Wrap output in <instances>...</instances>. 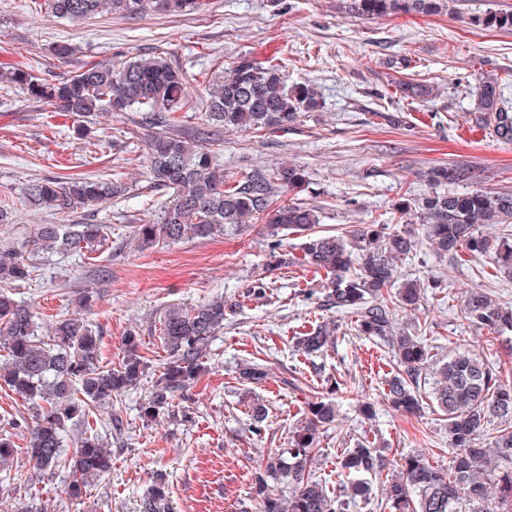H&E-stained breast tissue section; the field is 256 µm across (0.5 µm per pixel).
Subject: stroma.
I'll list each match as a JSON object with an SVG mask.
<instances>
[{
  "instance_id": "obj_1",
  "label": "stroma",
  "mask_w": 512,
  "mask_h": 512,
  "mask_svg": "<svg viewBox=\"0 0 512 512\" xmlns=\"http://www.w3.org/2000/svg\"><path fill=\"white\" fill-rule=\"evenodd\" d=\"M437 16L396 15L365 19L348 11L346 0H203L184 16L152 12L135 18L100 14L61 20L30 0H0V67L26 64L46 78L74 74L87 63L164 54L187 77L192 100L202 99L215 77L238 57L278 59L288 83L311 82L324 107L304 112L285 131L221 134L210 147L225 170L246 175L287 165L305 169L309 187L301 199L320 208V234H340L372 222L390 229L418 228L416 216L400 219L392 206L435 191L482 190L512 194V142L498 140L476 122V87L482 74H496L512 100V31L467 24L468 16L512 10V0H454ZM66 41L76 52L67 63L49 53ZM405 81L432 87L431 100L404 97ZM147 131L136 112L101 113L84 121L48 104L30 100L14 87L0 89V201L12 206L11 221L0 224V246L30 239L41 224H66L69 216L25 204V189L40 177L91 175L121 178L125 196L88 211L89 223L104 227L99 252L40 255L32 278L16 288L17 299L38 313V334L47 336L62 315L84 318L101 335L100 356L113 367L123 357L128 332L140 338L146 362L140 384L94 411L112 451V471L73 500L67 474H36L24 447L31 417L20 395L0 388V430L14 432L18 451L9 474L0 473V512L26 503L31 512H143V491L163 480L171 512H257L252 486L264 455L289 447L304 422L308 401L325 396L334 382L347 392L338 401L335 429L320 438L313 468L330 492L343 477L338 460L361 440L381 457L372 477V499L349 503L345 512H388L382 491L400 469L402 457L417 451L431 464L448 466V427L438 408L419 416L394 412L387 380L396 363L387 345L358 334L354 316L332 314L323 305L320 275L301 265L275 271L266 296L250 287L265 269L270 249L252 230L138 248L134 227L158 222L171 194L150 191ZM98 150H91V142ZM448 164L479 171L475 181L437 185L433 169ZM400 280L441 281L418 310L394 308L396 330L422 337L431 355L447 358L468 349L493 363L512 381V336L470 327L464 299L474 285L512 305V280L490 259L448 262L430 245L399 261ZM91 305L81 306L85 292ZM223 296L224 328L206 350V371L187 393L155 419L141 416L168 354L161 320L173 306ZM339 329L333 348L308 358L297 338L327 319ZM264 364L269 377L243 382L238 367ZM372 402L373 419L359 412ZM261 403L267 418L254 428L251 408ZM122 423L107 428L110 415Z\"/></svg>"
}]
</instances>
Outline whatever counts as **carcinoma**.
<instances>
[{
	"mask_svg": "<svg viewBox=\"0 0 512 512\" xmlns=\"http://www.w3.org/2000/svg\"><path fill=\"white\" fill-rule=\"evenodd\" d=\"M47 9L64 19L86 18L103 12L135 16L148 10L159 14L196 11L201 0H45ZM350 9L365 17L393 14L436 15L448 0H349ZM485 29L512 30V11H489L472 18ZM477 90L479 120L491 126L504 142H512V105L500 89L499 79L482 76ZM0 84L25 90L29 97L63 112L88 118L98 112H144L150 120L147 133L150 187L172 191L170 205L155 224L136 226L139 247L160 241L175 243L210 238L228 231H242L255 223L269 239L274 262L268 271L300 263L324 272L325 306L357 317V331L388 343L396 360L389 380L388 399L393 410L405 415L421 411L420 383L434 378L432 399L447 417L450 456L448 469L430 464L421 453L403 457L400 476L385 488V506L393 512H512V385L493 364L467 351H455L435 361L417 336L395 331L392 305L416 309L428 290L441 287L434 280L409 281L391 292L398 280L397 262L417 250L412 232H391L385 224H362L349 237L314 236L320 223L317 210L301 202L304 170L290 165L273 173L251 172L239 179L216 164L199 137L178 129L179 112L197 109L207 127L279 130L293 123L300 112L321 107L311 84L288 85L282 65L241 56L229 72L216 78L200 105L186 93L184 73L164 56L130 58L119 64L90 63L77 74L59 79L42 78L33 68L0 69ZM473 178L463 167L440 168L434 180ZM127 186L121 180L91 177H45L28 184L30 207L78 215L113 197ZM290 198L277 203L278 195ZM418 211L427 225L428 240L450 259L466 255L489 257L499 272L512 276V237L491 236L482 224H501L512 218V194L434 192L413 202L403 200L396 213ZM297 234L302 257L278 254L283 237ZM104 232L99 224H39L31 240L0 247V383L20 394L35 409L27 425L26 454L35 469L68 472L67 492L78 499L90 481L112 470V453L98 429L80 433L72 453H65L63 433L68 423L88 417L90 409L136 387L145 363L140 339L130 331L124 337L125 356L117 367L100 364L101 336L85 320L59 317L51 327V343L38 338L36 312L17 302L7 289L30 279L38 253H93L101 249ZM469 325L491 333L512 331V306L492 299L483 288H473L464 300ZM162 339L168 353L152 396L142 406L145 419L153 418L176 394L190 389L205 371L203 357L211 339L224 328V298L216 297L165 314ZM336 320L303 333L298 345L307 355L317 354L335 340ZM268 372L247 361L239 378L253 384ZM335 382L327 396L311 401L304 425L292 446L263 459L253 490L258 512H341L339 500L330 495L313 473V454L320 434L336 423ZM496 426L494 446L482 448L479 440ZM16 445L13 434L0 431V470L9 469ZM380 455L369 442H359L340 458L348 474L347 498L365 501L371 496L369 476L378 468ZM284 484L288 490H277ZM146 512H170L169 489L164 482L148 486L143 494Z\"/></svg>",
	"mask_w": 512,
	"mask_h": 512,
	"instance_id": "cac0c4a2",
	"label": "carcinoma"
}]
</instances>
